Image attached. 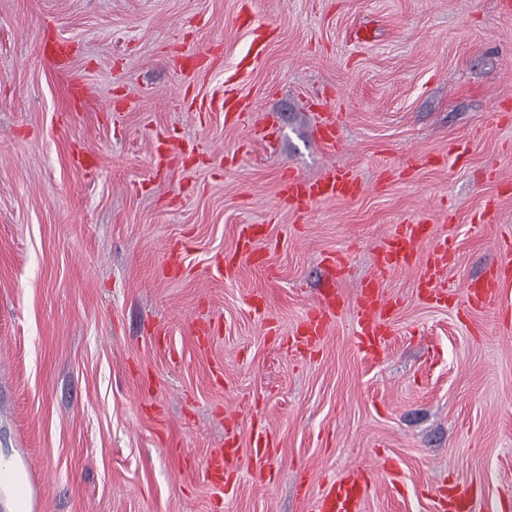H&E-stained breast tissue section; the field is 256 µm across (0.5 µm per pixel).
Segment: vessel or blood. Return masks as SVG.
Listing matches in <instances>:
<instances>
[{
  "instance_id": "b4317fda",
  "label": "vessel or blood",
  "mask_w": 512,
  "mask_h": 512,
  "mask_svg": "<svg viewBox=\"0 0 512 512\" xmlns=\"http://www.w3.org/2000/svg\"><path fill=\"white\" fill-rule=\"evenodd\" d=\"M43 54L50 65L59 71L70 66L71 48L68 41L58 40L44 46ZM209 109L223 112L225 122L237 127L249 124L252 109L245 104L234 83L225 82L224 94L210 101ZM341 122L330 112H317L315 141L323 149L336 153L343 151L340 136ZM364 189L354 169L346 164L329 165L321 175L309 179L291 174L280 179L276 186V204L281 208L299 209L329 199L356 197ZM256 227L240 225L238 246L231 257L225 258V272H232L238 265L246 263L255 267L265 264L262 253L255 246ZM429 243L427 255H420L419 246ZM455 257V248L449 236L436 235L432 225L425 222L397 226L386 235L379 246L375 274L366 280L352 303H345L339 290L340 272L346 265L345 258L330 254L329 264L335 275L329 276L317 301L288 342L296 347L317 344L328 330L340 322L345 315H352L356 328V342L365 355L378 357L390 334L389 322L395 304L382 291L390 272L398 268L418 266L417 292L420 299L431 301L442 298L446 287L441 275ZM465 299L473 308L495 307L499 312H512V268L497 265L472 280ZM241 450L237 441H225L221 451L210 457L205 476L214 483H222L223 475L238 466ZM371 489L368 475L362 471H350L323 487L314 502L313 512H362V505ZM435 512H483L484 504L464 483L441 484L435 490Z\"/></svg>"
}]
</instances>
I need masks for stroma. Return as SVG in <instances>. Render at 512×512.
Returning <instances> with one entry per match:
<instances>
[{
    "label": "stroma",
    "mask_w": 512,
    "mask_h": 512,
    "mask_svg": "<svg viewBox=\"0 0 512 512\" xmlns=\"http://www.w3.org/2000/svg\"><path fill=\"white\" fill-rule=\"evenodd\" d=\"M253 25L272 38L244 70ZM58 39L64 72L42 51ZM186 51L211 67L180 68ZM233 73L254 105L243 130L198 109ZM75 81L93 91L82 111ZM316 100L340 113L366 191L277 208L281 177L336 160L314 143ZM160 136L181 147L162 171ZM424 214L454 228L451 299L423 303L417 269H398L380 360L349 316L288 349L327 253L348 255L354 298L383 236ZM242 224L261 225L266 265L219 276ZM511 240L498 0H0V448L17 451L30 512H311L353 469L373 484L363 512H432L444 481L512 512V326L463 306ZM255 423L272 458L214 486L205 461L231 436L249 450Z\"/></svg>",
    "instance_id": "stroma-1"
}]
</instances>
